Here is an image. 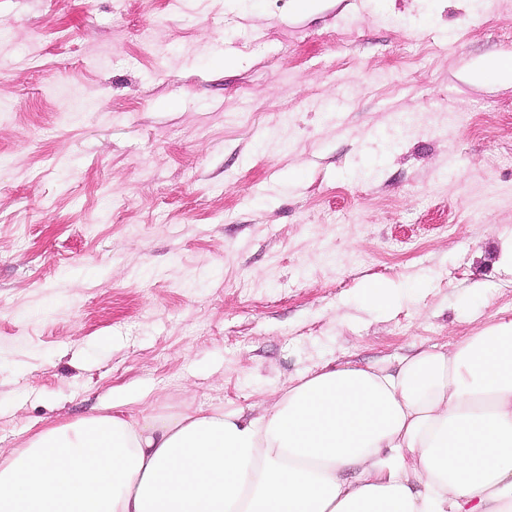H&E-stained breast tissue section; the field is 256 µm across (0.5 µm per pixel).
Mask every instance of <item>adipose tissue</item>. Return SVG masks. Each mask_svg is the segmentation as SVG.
<instances>
[{
    "mask_svg": "<svg viewBox=\"0 0 512 512\" xmlns=\"http://www.w3.org/2000/svg\"><path fill=\"white\" fill-rule=\"evenodd\" d=\"M0 512H512V319L239 410L121 409L0 452Z\"/></svg>",
    "mask_w": 512,
    "mask_h": 512,
    "instance_id": "obj_1",
    "label": "adipose tissue"
}]
</instances>
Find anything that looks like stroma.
I'll list each match as a JSON object with an SVG mask.
<instances>
[{"instance_id": "1", "label": "stroma", "mask_w": 512, "mask_h": 512, "mask_svg": "<svg viewBox=\"0 0 512 512\" xmlns=\"http://www.w3.org/2000/svg\"><path fill=\"white\" fill-rule=\"evenodd\" d=\"M0 37L1 451L512 319V78L473 77L512 0H0Z\"/></svg>"}]
</instances>
